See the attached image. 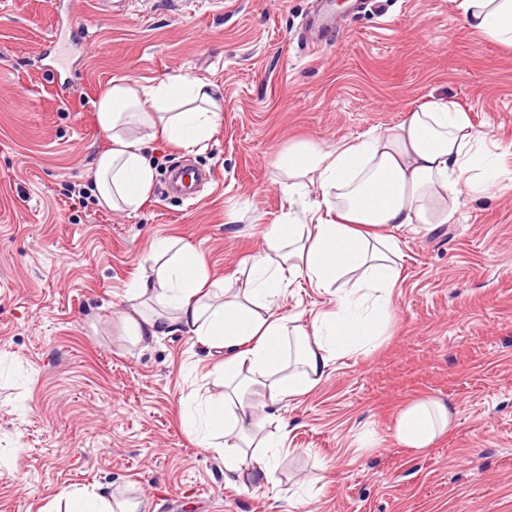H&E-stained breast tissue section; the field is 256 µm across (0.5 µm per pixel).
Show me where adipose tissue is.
<instances>
[{"label": "adipose tissue", "instance_id": "obj_1", "mask_svg": "<svg viewBox=\"0 0 512 512\" xmlns=\"http://www.w3.org/2000/svg\"><path fill=\"white\" fill-rule=\"evenodd\" d=\"M465 23L489 40L512 45V0H460ZM219 90L200 79L170 78L142 85L113 80L99 96L96 120L110 142L94 164L100 206L129 213L152 189L155 170L144 144L160 138L184 148H205L219 117ZM150 100L151 110L141 107ZM276 167L287 174L289 195L303 202L295 222L273 224L266 250L247 277L210 288L203 259L161 240L153 251L173 261L133 282L127 335L145 342L189 333L218 359L224 390L183 416L202 452L224 459V481L261 488L277 468L285 435L280 404L319 386L337 360L375 348L387 328L401 259L398 229L452 220L463 193H485L501 170L468 115L442 100L406 110L386 132L325 149L301 144L281 151ZM305 278L332 290L334 306L309 328L274 308L290 283ZM261 395L254 409L252 395ZM448 403L417 398L395 423L407 448H427L451 424ZM275 430L264 433L265 425ZM62 512H140L111 483L76 489Z\"/></svg>", "mask_w": 512, "mask_h": 512}]
</instances>
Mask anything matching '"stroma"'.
I'll list each match as a JSON object with an SVG mask.
<instances>
[{
	"label": "stroma",
	"mask_w": 512,
	"mask_h": 512,
	"mask_svg": "<svg viewBox=\"0 0 512 512\" xmlns=\"http://www.w3.org/2000/svg\"><path fill=\"white\" fill-rule=\"evenodd\" d=\"M320 2L0 0V512L98 482L144 512H512V46L469 28L460 0H330L336 27L316 47ZM71 15L87 40L67 83L44 51ZM175 76L221 93L207 149L151 142L139 211L99 206L98 96L116 78ZM432 98L467 111L503 177L450 223L399 231L380 345L282 402L287 452L264 487L225 486L223 460L182 422L220 388L213 359L187 333L134 342L127 289L162 238L200 254L212 282L241 277L271 224L300 211L277 151L384 132ZM183 162L213 182L167 194ZM331 301L301 278L277 311L306 325ZM419 397L451 402V429L407 448L395 422Z\"/></svg>",
	"instance_id": "obj_1"
}]
</instances>
